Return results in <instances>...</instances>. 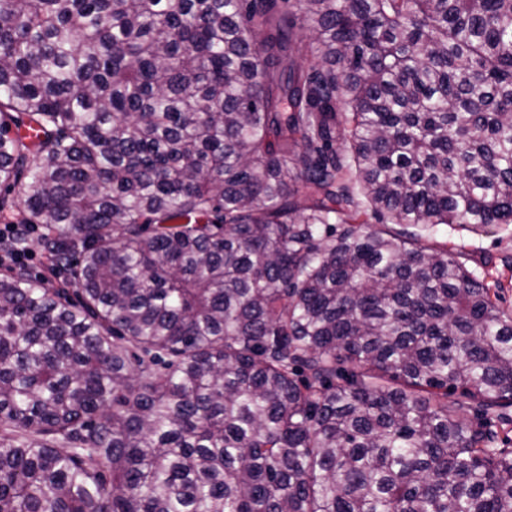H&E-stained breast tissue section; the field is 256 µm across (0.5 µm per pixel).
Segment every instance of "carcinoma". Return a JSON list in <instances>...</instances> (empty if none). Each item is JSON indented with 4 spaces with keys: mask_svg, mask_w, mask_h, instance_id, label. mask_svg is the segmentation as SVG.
I'll return each mask as SVG.
<instances>
[{
    "mask_svg": "<svg viewBox=\"0 0 512 512\" xmlns=\"http://www.w3.org/2000/svg\"><path fill=\"white\" fill-rule=\"evenodd\" d=\"M16 219L0 512H512V0H0ZM439 228L435 236L425 238L424 243L448 247L465 245L467 268L477 276L485 277L489 285L499 282L503 286L501 304L512 309V225L508 230L494 224L479 227L476 231H451L446 225Z\"/></svg>",
    "mask_w": 512,
    "mask_h": 512,
    "instance_id": "cac0c4a2",
    "label": "carcinoma"
}]
</instances>
